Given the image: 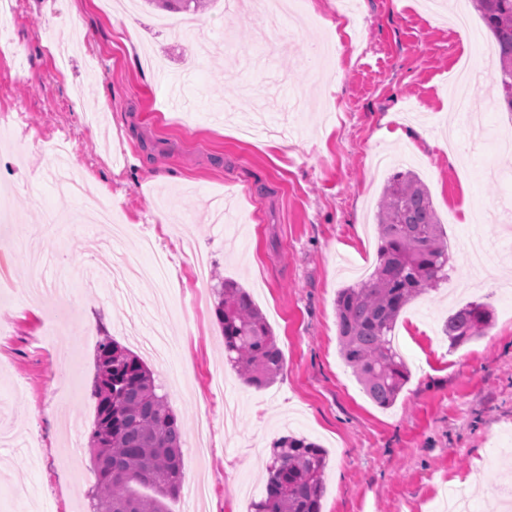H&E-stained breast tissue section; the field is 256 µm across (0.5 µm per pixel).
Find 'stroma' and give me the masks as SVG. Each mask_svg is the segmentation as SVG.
I'll return each instance as SVG.
<instances>
[{
	"label": "stroma",
	"mask_w": 512,
	"mask_h": 512,
	"mask_svg": "<svg viewBox=\"0 0 512 512\" xmlns=\"http://www.w3.org/2000/svg\"><path fill=\"white\" fill-rule=\"evenodd\" d=\"M10 2L0 128L21 112L40 138L0 139V195L16 219L0 223V323L12 332L0 349V512H90L91 389L106 336L165 384L186 437L210 417L207 458L184 459L187 479L208 489L199 512H248L287 433L328 454L321 512H446L451 489L471 480L467 512L499 500L512 457V253L498 251L512 236V113L492 92L494 44L469 0H352L344 18L339 0H286L260 67L246 63L257 0L230 11L215 0L194 30L163 29L161 12L138 0L132 33L105 0ZM322 43L332 65L300 68ZM465 60L482 73L480 110L467 118L448 102ZM67 132L87 190L131 224L126 238L108 224H66L79 203L58 190L48 147ZM457 139L471 165H449ZM397 147L429 191L455 270L401 313L410 378L384 409L340 356L335 302L356 280L350 266L367 275L377 263L388 174L375 156ZM157 171L166 180L148 183ZM161 210L188 222L160 224ZM50 212L63 223L46 227ZM159 231L173 257L165 275L111 289L94 252L134 253ZM184 233L210 275L238 281L266 317L285 358L272 386L244 384L225 360L212 286L195 279ZM472 233L489 247L478 272L459 245ZM27 251L47 255L66 301L26 295ZM472 301L490 304L491 325L450 347L444 322Z\"/></svg>",
	"instance_id": "stroma-1"
}]
</instances>
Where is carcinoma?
<instances>
[{
    "label": "carcinoma",
    "instance_id": "carcinoma-1",
    "mask_svg": "<svg viewBox=\"0 0 512 512\" xmlns=\"http://www.w3.org/2000/svg\"><path fill=\"white\" fill-rule=\"evenodd\" d=\"M174 12L205 10L209 0H146ZM494 39L502 107L512 112V0H473ZM378 262L368 278L340 290L336 317L340 355L366 395L392 405L409 380L393 331L404 307L448 281L453 269L429 192L411 170L393 172L376 215ZM215 315L224 333V353L245 384H273L284 355L249 292L224 279L214 285ZM492 321L488 305L473 301L448 316L444 333L456 347L484 335ZM93 393L96 415L89 435L97 482L93 512H165L160 501L131 490L151 485L175 495L184 481L182 422L151 369L137 355L104 337L96 354ZM327 455L305 437L273 443L266 467L265 497L253 512H321Z\"/></svg>",
    "mask_w": 512,
    "mask_h": 512
}]
</instances>
